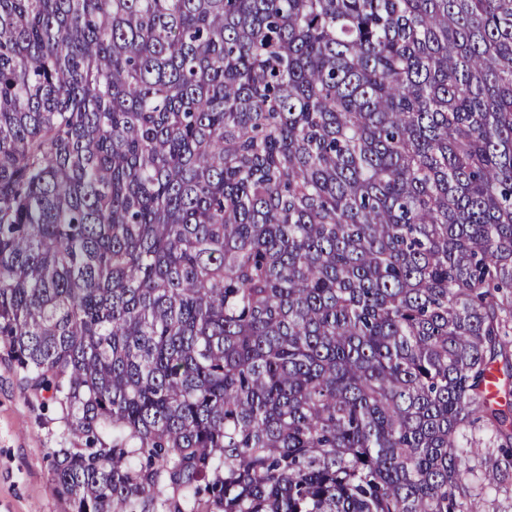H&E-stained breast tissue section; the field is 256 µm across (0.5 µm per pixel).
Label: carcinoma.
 Instances as JSON below:
<instances>
[{"label": "carcinoma", "mask_w": 512, "mask_h": 512, "mask_svg": "<svg viewBox=\"0 0 512 512\" xmlns=\"http://www.w3.org/2000/svg\"><path fill=\"white\" fill-rule=\"evenodd\" d=\"M511 334L512 0H0V346L71 512H481Z\"/></svg>", "instance_id": "cac0c4a2"}]
</instances>
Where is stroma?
<instances>
[{
  "label": "stroma",
  "mask_w": 512,
  "mask_h": 512,
  "mask_svg": "<svg viewBox=\"0 0 512 512\" xmlns=\"http://www.w3.org/2000/svg\"><path fill=\"white\" fill-rule=\"evenodd\" d=\"M53 416L47 395L31 391L0 349V512H69L52 488Z\"/></svg>",
  "instance_id": "35a3bbf8"
}]
</instances>
